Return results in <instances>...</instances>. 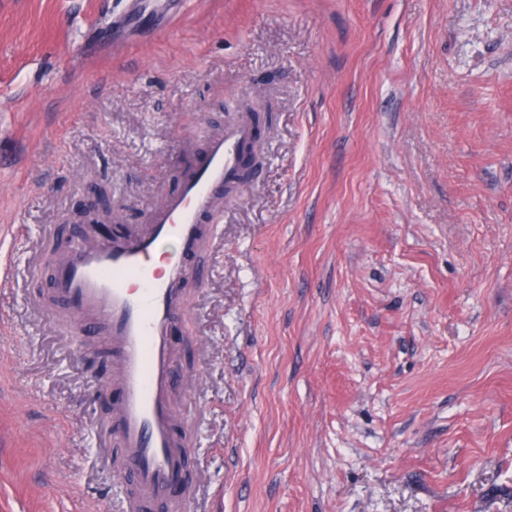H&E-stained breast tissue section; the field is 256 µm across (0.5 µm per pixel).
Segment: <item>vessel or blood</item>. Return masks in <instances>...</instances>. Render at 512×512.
Listing matches in <instances>:
<instances>
[{"label": "vessel or blood", "mask_w": 512, "mask_h": 512, "mask_svg": "<svg viewBox=\"0 0 512 512\" xmlns=\"http://www.w3.org/2000/svg\"><path fill=\"white\" fill-rule=\"evenodd\" d=\"M253 136L247 121L226 126L206 142L178 191L150 211L147 224L109 242H70L51 280L57 304L77 327L108 339L112 384L120 392L112 433L133 488L128 512L161 501L191 512L192 494L174 497L192 448L174 431L171 328L186 314L182 287L195 271L205 223L240 179Z\"/></svg>", "instance_id": "vessel-or-blood-1"}]
</instances>
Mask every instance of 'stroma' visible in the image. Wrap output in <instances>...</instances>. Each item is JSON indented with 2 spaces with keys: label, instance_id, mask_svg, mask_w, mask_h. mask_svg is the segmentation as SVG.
<instances>
[{
  "label": "stroma",
  "instance_id": "stroma-1",
  "mask_svg": "<svg viewBox=\"0 0 512 512\" xmlns=\"http://www.w3.org/2000/svg\"><path fill=\"white\" fill-rule=\"evenodd\" d=\"M124 5L0 0V512H121L47 257L244 115L172 335L195 512H512V0H185L116 53Z\"/></svg>",
  "mask_w": 512,
  "mask_h": 512
}]
</instances>
